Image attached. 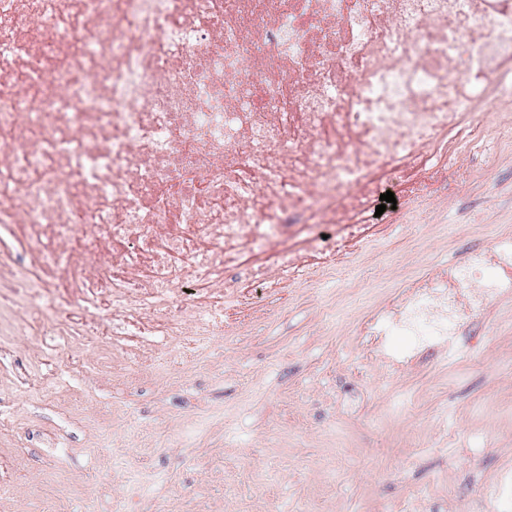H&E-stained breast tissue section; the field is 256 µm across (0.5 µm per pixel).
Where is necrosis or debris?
Masks as SVG:
<instances>
[{
    "label": "necrosis or debris",
    "mask_w": 512,
    "mask_h": 512,
    "mask_svg": "<svg viewBox=\"0 0 512 512\" xmlns=\"http://www.w3.org/2000/svg\"><path fill=\"white\" fill-rule=\"evenodd\" d=\"M509 145L512 0H0V331L31 289L64 336L248 320L370 248L386 181L403 228ZM490 237L372 307L363 359H466L512 293V226Z\"/></svg>",
    "instance_id": "1"
}]
</instances>
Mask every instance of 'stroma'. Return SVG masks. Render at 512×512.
<instances>
[{
	"instance_id": "obj_1",
	"label": "stroma",
	"mask_w": 512,
	"mask_h": 512,
	"mask_svg": "<svg viewBox=\"0 0 512 512\" xmlns=\"http://www.w3.org/2000/svg\"><path fill=\"white\" fill-rule=\"evenodd\" d=\"M359 259L369 305L512 225V160ZM349 274L181 347L168 336L0 335V512H487L512 476V298L473 319L456 367L362 362Z\"/></svg>"
}]
</instances>
